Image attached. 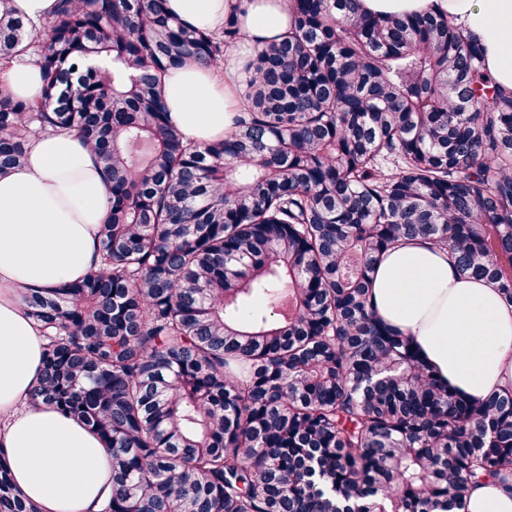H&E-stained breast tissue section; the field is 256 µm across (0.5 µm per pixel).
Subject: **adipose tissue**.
Segmentation results:
<instances>
[{
    "label": "adipose tissue",
    "instance_id": "1",
    "mask_svg": "<svg viewBox=\"0 0 512 512\" xmlns=\"http://www.w3.org/2000/svg\"><path fill=\"white\" fill-rule=\"evenodd\" d=\"M231 0H167L188 26L215 30ZM374 16L443 13L477 40L492 80L512 90V0H359ZM237 57L190 63L163 80L171 120L193 142L223 137L240 109L241 59L287 38L286 0H246ZM106 179L73 133L45 134L22 167L0 171V452L22 495L43 512H101L112 493V451L76 418L33 404L43 338L23 297L86 277L98 266ZM378 318L409 336L449 388L479 399L512 387V303L464 275L446 252L411 241L381 254L370 282ZM456 512H512V479L476 483Z\"/></svg>",
    "mask_w": 512,
    "mask_h": 512
}]
</instances>
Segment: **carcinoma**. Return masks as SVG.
<instances>
[{
	"label": "carcinoma",
	"mask_w": 512,
	"mask_h": 512,
	"mask_svg": "<svg viewBox=\"0 0 512 512\" xmlns=\"http://www.w3.org/2000/svg\"><path fill=\"white\" fill-rule=\"evenodd\" d=\"M0 0V70L42 41V97L0 82V170L74 132L108 178L100 264L24 297L44 340L32 399L112 449L102 512H453L512 473V387L448 390L369 299L406 240L512 302V91L446 14L286 0L224 138L185 139L163 77L224 63L166 0ZM0 512H41L0 452ZM56 0H11L9 8L12 12L31 22H38L52 12Z\"/></svg>",
	"instance_id": "cac0c4a2"
}]
</instances>
